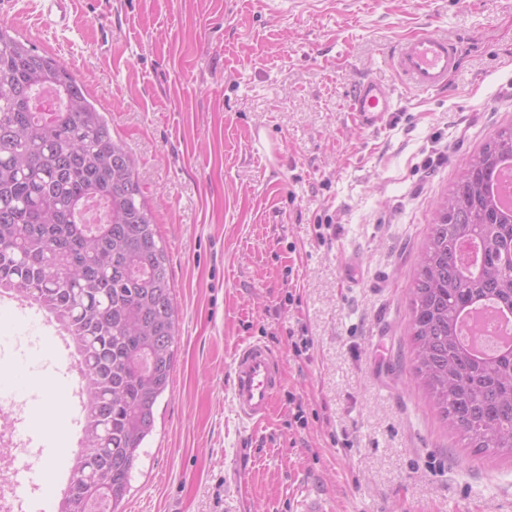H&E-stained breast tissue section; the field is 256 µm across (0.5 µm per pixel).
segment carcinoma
Wrapping results in <instances>:
<instances>
[{"instance_id":"1","label":"carcinoma","mask_w":512,"mask_h":512,"mask_svg":"<svg viewBox=\"0 0 512 512\" xmlns=\"http://www.w3.org/2000/svg\"><path fill=\"white\" fill-rule=\"evenodd\" d=\"M0 22V290L33 300L74 337L83 446L57 512H107L131 472L170 385L176 306L165 249L134 162L66 64ZM45 87L63 101L37 112ZM512 162V127L472 154L436 204L409 292L414 373L440 415L471 447L512 455V351L469 354L457 337L463 309L490 299L512 309V212L492 183ZM477 241L486 262L466 273L459 252ZM111 477L102 495L93 475Z\"/></svg>"}]
</instances>
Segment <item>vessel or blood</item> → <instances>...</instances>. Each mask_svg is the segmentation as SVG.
I'll use <instances>...</instances> for the list:
<instances>
[{
    "label": "vessel or blood",
    "mask_w": 512,
    "mask_h": 512,
    "mask_svg": "<svg viewBox=\"0 0 512 512\" xmlns=\"http://www.w3.org/2000/svg\"><path fill=\"white\" fill-rule=\"evenodd\" d=\"M395 70L412 90L441 89L457 65V52L448 37L434 32L415 35L395 54ZM393 107L392 94L378 82H359L350 98L349 110L357 126L372 127ZM232 402L238 419L256 424L270 413L272 402L284 385L279 357L263 342L241 347L232 359Z\"/></svg>",
    "instance_id": "obj_1"
}]
</instances>
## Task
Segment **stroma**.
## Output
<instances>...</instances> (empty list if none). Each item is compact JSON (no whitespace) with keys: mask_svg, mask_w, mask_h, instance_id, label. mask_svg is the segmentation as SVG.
<instances>
[{"mask_svg":"<svg viewBox=\"0 0 512 512\" xmlns=\"http://www.w3.org/2000/svg\"><path fill=\"white\" fill-rule=\"evenodd\" d=\"M41 5L0 0V20L64 60L134 158L177 305L171 385L122 512H299L308 495L331 512H512V456L470 448L417 385L408 311L437 200L512 124V0H74L52 41ZM423 30L458 47L439 91L404 89L391 65ZM368 78L394 107L362 130L349 96ZM257 126L282 143L278 166L250 150ZM0 310V361L31 379L0 430L18 428L34 469L71 468L77 407L61 462L32 426L46 382L79 386L57 324L11 297ZM253 340L285 380L256 426L229 386Z\"/></svg>","mask_w":512,"mask_h":512,"instance_id":"1","label":"stroma"}]
</instances>
